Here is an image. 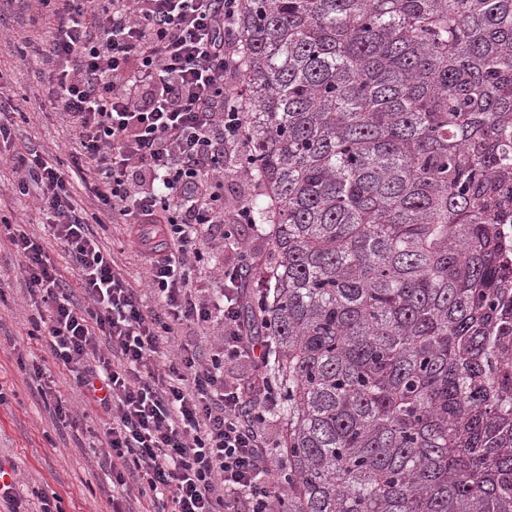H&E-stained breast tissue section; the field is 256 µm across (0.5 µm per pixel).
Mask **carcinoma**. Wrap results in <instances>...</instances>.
I'll return each mask as SVG.
<instances>
[{"label":"carcinoma","mask_w":512,"mask_h":512,"mask_svg":"<svg viewBox=\"0 0 512 512\" xmlns=\"http://www.w3.org/2000/svg\"><path fill=\"white\" fill-rule=\"evenodd\" d=\"M277 512H512V0H242Z\"/></svg>","instance_id":"cac0c4a2"}]
</instances>
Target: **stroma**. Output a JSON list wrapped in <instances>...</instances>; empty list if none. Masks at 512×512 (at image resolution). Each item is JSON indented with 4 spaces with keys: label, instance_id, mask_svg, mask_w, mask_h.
<instances>
[{
    "label": "stroma",
    "instance_id": "35a3bbf8",
    "mask_svg": "<svg viewBox=\"0 0 512 512\" xmlns=\"http://www.w3.org/2000/svg\"><path fill=\"white\" fill-rule=\"evenodd\" d=\"M52 32L31 0H0V35L6 37L0 42V78L10 86L15 106L14 112L0 116L14 139L13 146L0 148V155L26 145L66 165L80 145L46 96L49 67L43 52ZM13 180L10 164L0 162V216L25 223L29 234L42 239L74 297H81L78 268L63 245L46 236L37 192L13 194ZM99 236L122 275L140 288L145 309L154 308L155 297L144 286L148 262L136 239L116 222L106 224ZM0 279L6 284L0 294V392L6 397L0 404V467L14 471L17 492L29 512H39L42 498L53 496L59 499L60 512H112V482L98 465L102 415L85 404L73 373L65 367H52L53 388L80 414L77 429L64 427L52 403L38 393L30 369L47 355L44 337L31 322L36 309L20 260L5 242H0Z\"/></svg>",
    "mask_w": 512,
    "mask_h": 512
}]
</instances>
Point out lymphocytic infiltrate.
I'll list each match as a JSON object with an SVG mask.
<instances>
[{"label":"lymphocytic infiltrate","instance_id":"obj_1","mask_svg":"<svg viewBox=\"0 0 512 512\" xmlns=\"http://www.w3.org/2000/svg\"><path fill=\"white\" fill-rule=\"evenodd\" d=\"M56 34L46 56L56 81L48 101L78 133L80 151L63 172L37 150L15 152L16 193L40 188L46 230L81 272L73 300L43 244L23 225L0 222L42 323L52 364L73 372L89 405L104 414L100 466L113 489L150 496L154 512H274L280 500L266 422L279 385L262 371L228 382L226 362H267L271 340L256 341L242 317V280L262 260L244 249L239 225H255L250 202L226 206L224 162L248 140L241 71L232 40L240 0H34ZM101 212L121 216L148 261L159 301L144 311L139 291L116 269L72 194L84 169ZM220 232L239 254L204 300L196 271L202 233ZM221 324L222 341L203 353L176 343L183 322Z\"/></svg>","mask_w":512,"mask_h":512}]
</instances>
